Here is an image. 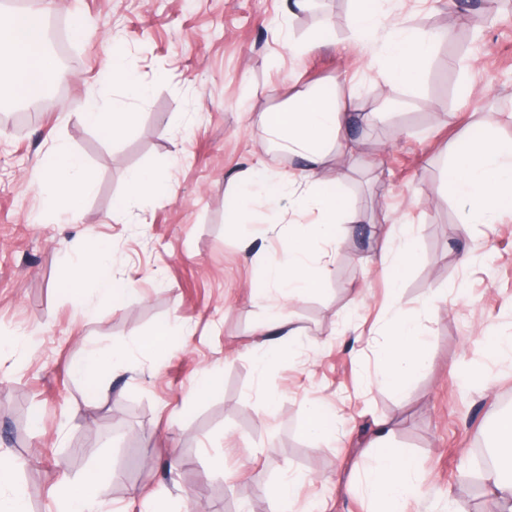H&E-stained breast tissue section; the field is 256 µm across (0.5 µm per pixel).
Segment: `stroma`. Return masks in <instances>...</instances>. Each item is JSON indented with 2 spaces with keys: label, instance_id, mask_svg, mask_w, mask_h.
Segmentation results:
<instances>
[{
  "label": "stroma",
  "instance_id": "obj_1",
  "mask_svg": "<svg viewBox=\"0 0 512 512\" xmlns=\"http://www.w3.org/2000/svg\"><path fill=\"white\" fill-rule=\"evenodd\" d=\"M353 9V0H311L293 15L283 0H57L56 17L90 23L70 41L65 93L21 127L0 124V338L31 339L0 350V453L26 462L18 478L29 512H56L60 487L105 460L115 475L99 494L112 512H141L147 496L155 512H275L264 489L287 469L302 476L292 512H373L366 494L344 485L370 465L364 445L380 421L389 446L414 463L406 512H484L488 491L473 479L470 450L512 409V362L489 345L512 324V218L462 229L445 170L449 146L474 129L512 140V0L489 18L455 13L448 0H386L385 28L469 36L435 44L410 85L383 80L376 43L352 34ZM117 44L148 91L133 102L136 123L108 140L80 112L89 94L122 96L103 77ZM309 88H354L356 111L390 113L353 124L355 159L324 170L356 222L320 289L282 307L302 336L261 375L254 358L272 314L256 295L271 284L241 242L257 239L280 257L293 212L284 198L247 206L231 179L270 164L297 171L299 159L277 151L258 116ZM59 145L83 158L96 191L79 212L47 219L29 173ZM147 168L165 195L113 215L130 173ZM384 220L410 225L414 237L396 294L377 255L402 241L369 233ZM268 224L280 235H264ZM103 242L125 293L83 318L65 288L68 259ZM358 284L365 300L354 309ZM436 288L447 304L420 317L431 365L397 397L375 381L393 305L420 309ZM171 320L185 332L168 354L134 355L97 382L73 375L86 346L125 349ZM261 394L275 403L264 418ZM309 403L337 420L334 443L302 434Z\"/></svg>",
  "mask_w": 512,
  "mask_h": 512
}]
</instances>
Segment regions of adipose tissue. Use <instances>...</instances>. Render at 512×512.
Instances as JSON below:
<instances>
[{
    "label": "adipose tissue",
    "instance_id": "obj_1",
    "mask_svg": "<svg viewBox=\"0 0 512 512\" xmlns=\"http://www.w3.org/2000/svg\"><path fill=\"white\" fill-rule=\"evenodd\" d=\"M382 0H355L351 30L359 38L380 43L383 54L381 76L394 83L413 81L431 53L430 35L398 26L382 32ZM31 15L15 9L0 13V83L20 97H30L56 77L55 66L31 28ZM106 77L121 84L126 100L104 104L89 97L83 121L101 135L115 138L135 121L128 101L145 95V85L125 64L122 48H114L105 66ZM352 97L338 98L316 89L301 92L282 107L261 113L260 122L280 150L299 156L304 165L296 178L277 180L278 196L294 198L299 211L317 215L313 224L292 222L288 246L278 260L265 261L269 281L274 286L271 304L299 299L318 290L324 268L323 256L339 249L341 224L352 213L342 197L328 191L322 171L330 154L349 156L353 142L349 134ZM451 162L446 172L448 185L461 205L462 224H495L502 214L512 213V141L484 135L450 148ZM35 187H47L44 215H51L58 202L69 211H79L96 188L95 176L82 158L59 146L40 159L31 173ZM112 249L104 246L79 257L73 264L67 290L74 309L87 316L98 302L115 303L121 291L108 273ZM429 363L428 344L416 322V313L398 309L391 333L381 349L379 380L395 394H403L406 381ZM491 450L494 466L483 475L490 493L503 512H512V413L499 415ZM385 433L370 444L371 465L365 469L361 485L380 502L384 512H402V503L416 487L414 467L405 453L385 446ZM21 461L0 456V512H28L27 494L18 481ZM109 463H101L77 482L65 486L58 512H100L97 486Z\"/></svg>",
    "mask_w": 512,
    "mask_h": 512
}]
</instances>
